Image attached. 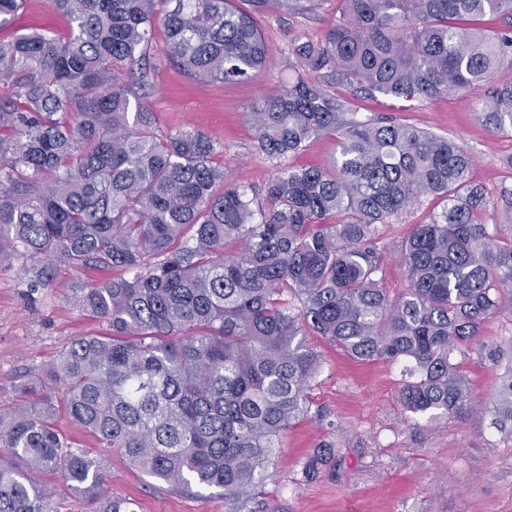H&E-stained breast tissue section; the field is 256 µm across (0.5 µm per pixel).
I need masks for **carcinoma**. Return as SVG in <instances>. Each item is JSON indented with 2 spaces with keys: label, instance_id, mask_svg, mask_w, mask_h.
Returning <instances> with one entry per match:
<instances>
[{
  "label": "carcinoma",
  "instance_id": "carcinoma-1",
  "mask_svg": "<svg viewBox=\"0 0 512 512\" xmlns=\"http://www.w3.org/2000/svg\"><path fill=\"white\" fill-rule=\"evenodd\" d=\"M51 0L65 41L32 31L0 40V269L28 288L58 268L123 272L73 303L107 322L70 340L38 378L40 400L0 413V512H52L37 482L55 475L95 512H131L106 494L101 462L68 446L71 420L143 475L177 490L249 498L280 453V436L311 413L320 355L308 331L358 361L408 362L400 404L412 417L467 415L472 356L497 372L492 427L512 441V345L480 339L512 285V236L500 240L470 182L461 145L412 126L359 122L318 84L298 78L248 113L256 152L277 168L264 197L228 176L212 137L165 134L145 101L157 26L168 57L201 83L234 84L267 66L256 17L320 0ZM27 0H0V28ZM320 41L289 48L324 71L405 101L481 92L512 58V0H341ZM494 130L512 126V85L484 99ZM319 137L337 143L327 168L283 170ZM425 194L441 212L412 226L399 259L407 285L381 288L380 225ZM343 457L336 438L302 465L312 478Z\"/></svg>",
  "mask_w": 512,
  "mask_h": 512
}]
</instances>
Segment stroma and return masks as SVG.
Here are the masks:
<instances>
[{
  "label": "stroma",
  "mask_w": 512,
  "mask_h": 512,
  "mask_svg": "<svg viewBox=\"0 0 512 512\" xmlns=\"http://www.w3.org/2000/svg\"><path fill=\"white\" fill-rule=\"evenodd\" d=\"M338 7V0H324L312 14L272 9L259 16L268 63L257 79L245 83L198 84L170 64L166 34L157 30L149 47L154 88L147 103L157 114L158 131L187 128L207 134L223 143L224 167L233 180L264 188L273 172L254 149L247 114L260 99L295 81L298 74L288 56L291 39L320 40ZM69 28L68 18L50 0H27L11 25L0 30V38L38 30L62 40ZM305 77L341 101L347 117L410 124L463 145L473 157L469 179L483 186L490 202L486 223L502 234L512 233V128L495 132L484 125L480 95L460 90L405 102L322 72L309 71ZM442 206L440 198L422 196L383 227L381 286L389 295L406 285L397 261L402 239ZM104 277L96 269L64 268L60 287L32 292L17 269L0 271V411L36 401L29 385L70 339L107 333L106 322L91 318L67 296L68 288H87ZM307 341L322 359L310 390L312 408L320 416L288 428L270 478L246 504L225 501L220 489L177 491L143 476L77 429L62 411L58 428L65 442L102 462L109 493L130 502L133 512H512V444L500 441L490 415L432 421L409 417L398 401L400 383L408 377L401 365L355 361L313 333ZM334 425L343 433L342 461L335 470L303 479L305 458Z\"/></svg>",
  "instance_id": "obj_1"
}]
</instances>
